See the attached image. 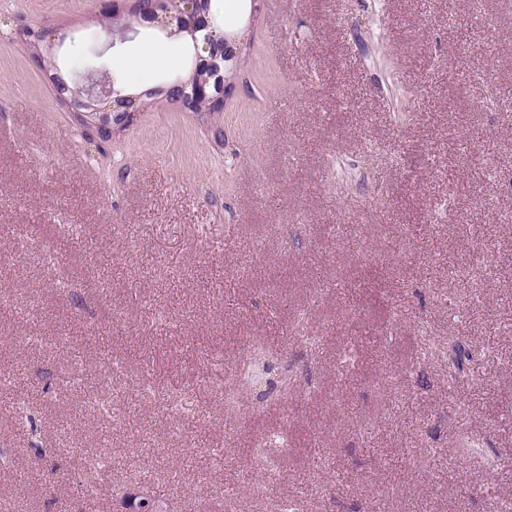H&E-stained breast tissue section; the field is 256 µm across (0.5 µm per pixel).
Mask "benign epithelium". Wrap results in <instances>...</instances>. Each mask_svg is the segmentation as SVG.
I'll use <instances>...</instances> for the list:
<instances>
[{"mask_svg":"<svg viewBox=\"0 0 512 512\" xmlns=\"http://www.w3.org/2000/svg\"><path fill=\"white\" fill-rule=\"evenodd\" d=\"M103 2L102 14L112 18V34L115 36L125 34L136 25L161 24L169 28L172 35L190 37L196 69L204 75L194 82L178 79L151 91L125 94L111 89L106 82L91 74L81 82L60 75L52 82L56 97L79 117L86 133L103 142L112 139L114 132L125 129L133 117L143 111L147 101L160 95L184 110L195 100L207 103L213 112L224 108V93L230 87L229 75L241 64V58L236 41L213 34L206 0H177L172 9L168 0H151L148 6L143 5V0ZM49 35L50 30L46 28L35 30L26 27L20 30V36L35 49L33 60L40 68L44 67L40 44L53 48ZM120 502L125 512H155L159 509L155 498L144 489H124Z\"/></svg>","mask_w":512,"mask_h":512,"instance_id":"7a95c632","label":"benign epithelium"}]
</instances>
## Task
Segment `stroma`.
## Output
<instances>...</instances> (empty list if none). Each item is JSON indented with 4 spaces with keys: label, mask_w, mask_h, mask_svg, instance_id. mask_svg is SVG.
<instances>
[{
    "label": "stroma",
    "mask_w": 512,
    "mask_h": 512,
    "mask_svg": "<svg viewBox=\"0 0 512 512\" xmlns=\"http://www.w3.org/2000/svg\"><path fill=\"white\" fill-rule=\"evenodd\" d=\"M472 3L252 0L223 111L100 142L16 24L123 89L182 75L183 37L0 0V512H115L151 463L176 512L512 504V0ZM256 340L312 374L225 410ZM20 36H22L26 41L28 40L29 44L35 49V53L32 58L35 64L42 69L44 67V55L40 51V44L46 43L48 49H52L53 45L49 38L50 30L46 28H40L39 30H35L30 27H26L20 30Z\"/></svg>",
    "instance_id": "35a3bbf8"
}]
</instances>
